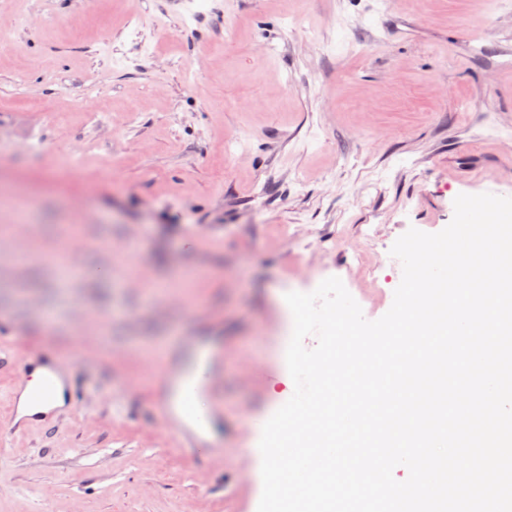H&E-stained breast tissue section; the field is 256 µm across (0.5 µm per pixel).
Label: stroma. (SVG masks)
I'll return each instance as SVG.
<instances>
[{"label": "stroma", "instance_id": "1", "mask_svg": "<svg viewBox=\"0 0 512 512\" xmlns=\"http://www.w3.org/2000/svg\"><path fill=\"white\" fill-rule=\"evenodd\" d=\"M0 12V512H257L252 422L285 402L286 293L336 276L378 319L401 235L444 229L458 195L512 197V68L472 55L512 54V0ZM205 336L217 437L193 454L150 371ZM39 354L84 393L16 431L3 400Z\"/></svg>", "mask_w": 512, "mask_h": 512}]
</instances>
